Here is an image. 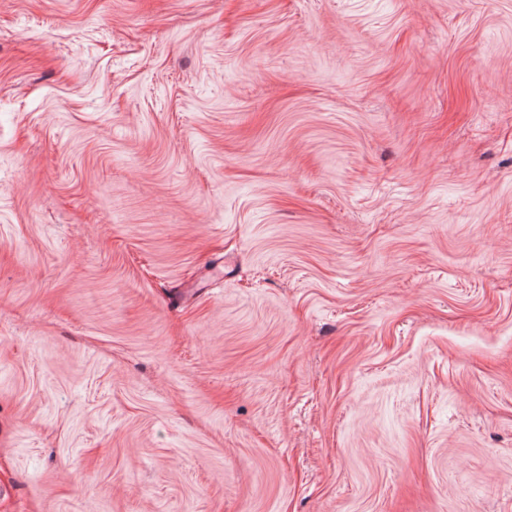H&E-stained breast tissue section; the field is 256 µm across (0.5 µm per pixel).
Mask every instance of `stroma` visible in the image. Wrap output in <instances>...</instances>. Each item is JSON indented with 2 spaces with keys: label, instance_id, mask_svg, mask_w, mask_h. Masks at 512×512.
Here are the masks:
<instances>
[{
  "label": "stroma",
  "instance_id": "1",
  "mask_svg": "<svg viewBox=\"0 0 512 512\" xmlns=\"http://www.w3.org/2000/svg\"><path fill=\"white\" fill-rule=\"evenodd\" d=\"M0 512H512V0H0Z\"/></svg>",
  "mask_w": 512,
  "mask_h": 512
}]
</instances>
